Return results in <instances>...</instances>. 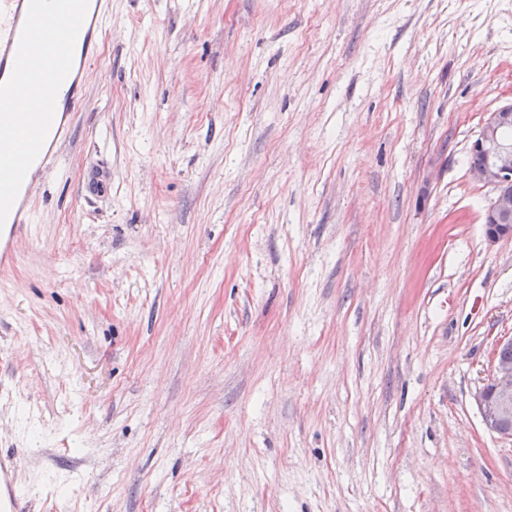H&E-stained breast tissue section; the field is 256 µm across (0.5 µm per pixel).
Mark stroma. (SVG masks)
<instances>
[{"mask_svg":"<svg viewBox=\"0 0 512 512\" xmlns=\"http://www.w3.org/2000/svg\"><path fill=\"white\" fill-rule=\"evenodd\" d=\"M510 100L512 0H110L0 269L29 512H512L468 173Z\"/></svg>","mask_w":512,"mask_h":512,"instance_id":"1","label":"stroma"}]
</instances>
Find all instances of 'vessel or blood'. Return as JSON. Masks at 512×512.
I'll return each instance as SVG.
<instances>
[{
  "label": "vessel or blood",
  "mask_w": 512,
  "mask_h": 512,
  "mask_svg": "<svg viewBox=\"0 0 512 512\" xmlns=\"http://www.w3.org/2000/svg\"><path fill=\"white\" fill-rule=\"evenodd\" d=\"M109 0H89L84 22L80 28V55L73 60L67 87V107L58 110L45 142L35 160L37 173H44L55 157L58 144L68 135V115L78 111L85 94L84 80L89 67L96 59V45L106 30L105 22ZM29 0H0V83L12 73L14 58ZM32 182H24L8 215L0 228V267L11 265L14 259V242L23 225L29 220L28 200L32 195ZM13 458H0V512H26L27 506L12 487Z\"/></svg>",
  "instance_id": "obj_1"
}]
</instances>
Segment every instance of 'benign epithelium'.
<instances>
[{
  "label": "benign epithelium",
  "mask_w": 512,
  "mask_h": 512,
  "mask_svg": "<svg viewBox=\"0 0 512 512\" xmlns=\"http://www.w3.org/2000/svg\"><path fill=\"white\" fill-rule=\"evenodd\" d=\"M512 102L488 113L470 153L481 161L469 167L472 181L491 187L493 196L483 213L488 241L512 238ZM485 428L512 439V360L493 358L487 381L474 395Z\"/></svg>",
  "instance_id": "1"
}]
</instances>
